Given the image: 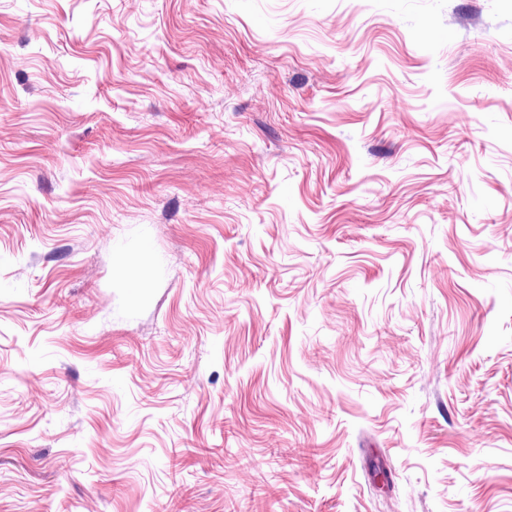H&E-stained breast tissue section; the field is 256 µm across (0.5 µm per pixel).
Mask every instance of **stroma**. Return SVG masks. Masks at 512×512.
<instances>
[{"mask_svg":"<svg viewBox=\"0 0 512 512\" xmlns=\"http://www.w3.org/2000/svg\"><path fill=\"white\" fill-rule=\"evenodd\" d=\"M0 512H512V0H0Z\"/></svg>","mask_w":512,"mask_h":512,"instance_id":"35a3bbf8","label":"stroma"}]
</instances>
